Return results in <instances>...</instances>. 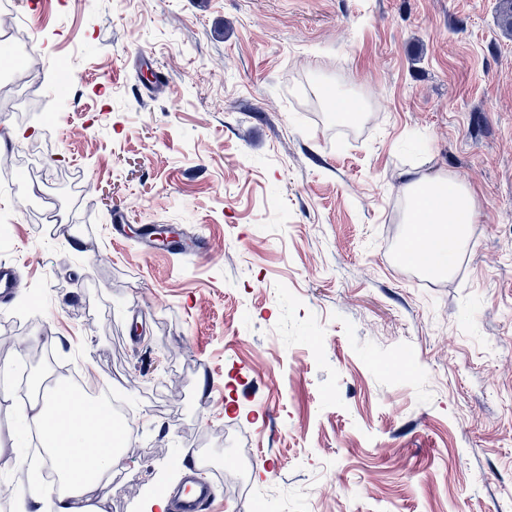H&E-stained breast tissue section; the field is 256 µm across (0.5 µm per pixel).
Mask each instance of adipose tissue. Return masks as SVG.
<instances>
[{"label":"adipose tissue","mask_w":512,"mask_h":512,"mask_svg":"<svg viewBox=\"0 0 512 512\" xmlns=\"http://www.w3.org/2000/svg\"><path fill=\"white\" fill-rule=\"evenodd\" d=\"M407 223L418 221L419 213L429 215L426 236L458 244L468 224L474 223L476 203L467 184L450 178L430 181L428 192L419 182H411ZM29 422L36 427L53 424L46 446L60 461L65 481L55 497L49 498L46 512H106L105 490L127 444L126 431L117 429L110 414L100 405L75 395L67 378H57L51 392L30 406ZM99 432L98 444H90L89 429Z\"/></svg>","instance_id":"adipose-tissue-1"}]
</instances>
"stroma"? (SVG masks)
<instances>
[{"label":"stroma","mask_w":512,"mask_h":512,"mask_svg":"<svg viewBox=\"0 0 512 512\" xmlns=\"http://www.w3.org/2000/svg\"><path fill=\"white\" fill-rule=\"evenodd\" d=\"M501 0H25L47 70L12 85L0 160L61 218L18 211L28 391L0 382V485L46 505L41 385L102 383L132 436L107 512L183 464L213 512H512V31ZM326 86L365 106L351 126ZM424 150L413 152L411 141ZM450 174L477 216L452 272L400 263L407 183ZM91 182L81 192L78 180ZM173 224L207 254L113 244Z\"/></svg>","instance_id":"stroma-1"}]
</instances>
